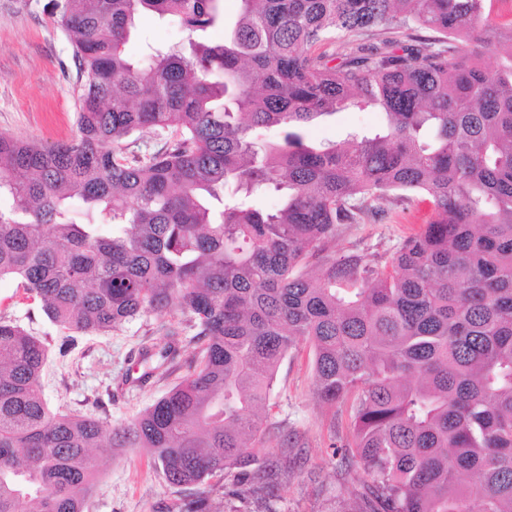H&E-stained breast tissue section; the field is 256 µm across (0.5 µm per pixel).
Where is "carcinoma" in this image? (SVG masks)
I'll use <instances>...</instances> for the list:
<instances>
[{
	"label": "carcinoma",
	"instance_id": "cac0c4a2",
	"mask_svg": "<svg viewBox=\"0 0 512 512\" xmlns=\"http://www.w3.org/2000/svg\"><path fill=\"white\" fill-rule=\"evenodd\" d=\"M236 2L212 44L223 0H67L76 134L0 135V278L62 329L108 333L163 311L198 345L178 385L113 428L51 412L47 346L0 318V512H84L105 443L143 449L172 486L231 479L224 512L278 497L297 441L264 455L249 441L270 440L262 409L303 342L320 399L350 402L352 442L331 443L330 460L366 474L361 512H512L507 0ZM145 12L177 19L188 43L131 60ZM338 41L348 52L316 51ZM348 106L383 125L306 141ZM148 129L167 139L142 154ZM268 194L274 210L258 206ZM392 197L428 201L432 220L388 259L332 250ZM177 335L140 361L174 355Z\"/></svg>",
	"mask_w": 512,
	"mask_h": 512
}]
</instances>
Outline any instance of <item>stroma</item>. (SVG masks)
Returning a JSON list of instances; mask_svg holds the SVG:
<instances>
[{"label":"stroma","instance_id":"35a3bbf8","mask_svg":"<svg viewBox=\"0 0 512 512\" xmlns=\"http://www.w3.org/2000/svg\"><path fill=\"white\" fill-rule=\"evenodd\" d=\"M53 0H0V134L41 144H53L76 133L79 89L72 45L53 16ZM139 33L126 45L140 59L146 45L181 42L186 31L173 19L148 13L141 16ZM384 118L372 109H347L331 120L309 127L315 142L343 139L351 132L366 133L382 126ZM380 224H356L336 238L337 251L357 248L372 257H389L396 245L428 217L426 205L386 203ZM0 317L14 321L44 340L48 357L42 372V394L51 411L92 417L112 426L129 423L162 398L191 370L195 354L192 330H183L182 348L174 359L157 363L144 375L138 362L141 345L164 346L172 316L152 312L104 335H71L52 325L39 301L26 297L18 281L0 280ZM143 376L141 384L126 377ZM269 422L296 437L300 461L290 473L271 512H346L353 507L365 475L349 474L328 462L332 441L352 435L346 406L323 404L315 391L312 353L302 346L283 359L267 406ZM101 461L98 483L85 512H177L188 500L208 497L222 512L224 495L217 479L189 488L169 485L140 448L116 453L96 451Z\"/></svg>","mask_w":512,"mask_h":512}]
</instances>
